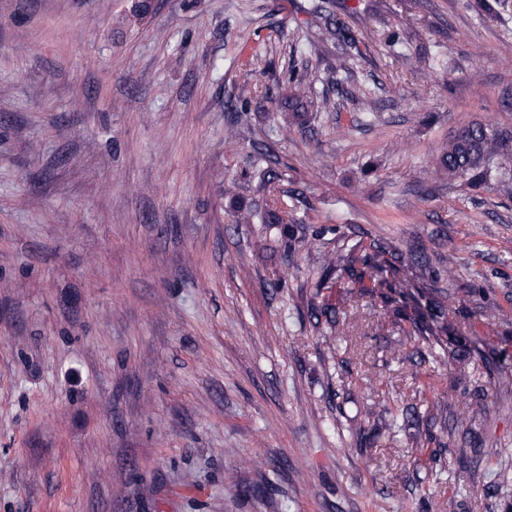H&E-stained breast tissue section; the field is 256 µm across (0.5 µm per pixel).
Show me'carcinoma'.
Returning a JSON list of instances; mask_svg holds the SVG:
<instances>
[{"mask_svg": "<svg viewBox=\"0 0 512 512\" xmlns=\"http://www.w3.org/2000/svg\"><path fill=\"white\" fill-rule=\"evenodd\" d=\"M320 40L338 45L353 44L356 35L342 26L324 24L319 28ZM271 61L261 52L247 56L244 62L250 74L265 71ZM352 68L349 59L339 54L336 66L330 69L327 80L342 84L340 76H350ZM281 109L282 122L277 132L286 135L288 130L303 122L310 112H328L336 107L328 96L316 97L312 85L299 78L294 68H288V76L282 81ZM437 172L441 179L448 182L464 181L471 188L478 189L490 179L492 173L501 175L512 173V147L508 137L498 133L491 125L472 122L462 126L437 157ZM224 197L228 208L240 224H265L271 230L278 231L283 243H288L290 234L288 214L281 212L278 202L270 200L259 208L239 193V185L229 182L224 185ZM324 262L328 272L336 275V282L345 288L360 289L364 295L369 288L379 285L389 288L392 294L413 304L410 317L409 336L417 341L433 340L439 342L448 335V321L445 313L448 302L457 298L451 294L439 298L427 295L419 287V280L413 275V269L420 266L416 260L405 261L397 249L387 243H374L365 248L361 242H352L343 236L336 239V248L325 255ZM325 323L334 335H346V330L358 323L356 312L339 315L336 307L328 305L323 309Z\"/></svg>", "mask_w": 512, "mask_h": 512, "instance_id": "cac0c4a2", "label": "carcinoma"}]
</instances>
